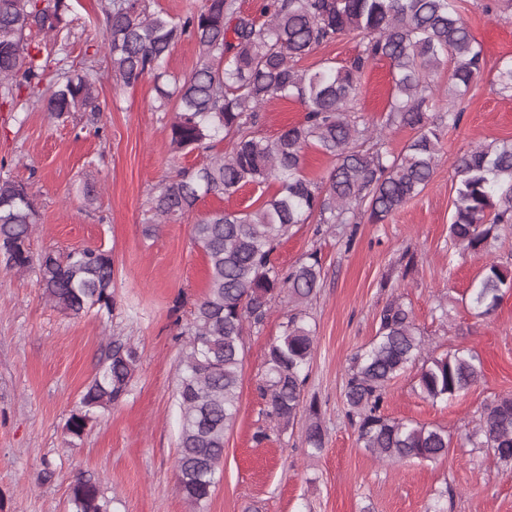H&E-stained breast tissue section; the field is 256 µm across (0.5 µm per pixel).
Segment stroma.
Instances as JSON below:
<instances>
[{"label":"stroma","mask_w":512,"mask_h":512,"mask_svg":"<svg viewBox=\"0 0 512 512\" xmlns=\"http://www.w3.org/2000/svg\"><path fill=\"white\" fill-rule=\"evenodd\" d=\"M68 51L75 66L93 67L100 118L78 112L66 122L30 101L0 112V169L31 183L37 219L33 254L60 255L83 247L110 250L114 262L112 315L74 316L53 307L35 270H0V512H71L77 476L98 480L109 512H431L453 488L447 512H512V474L464 435L486 403L512 394V291L496 311L478 317L466 306L487 259L460 255L449 237L457 158L477 143L512 140V97L493 83L512 60V7L498 0H458L479 42L485 69L463 97L448 93L449 71L432 73L440 93L434 115L462 112L444 127L433 177L383 223L300 224L281 240L274 260L289 270L309 253L321 265L317 295L305 304L281 297L264 325L245 329L240 406L225 435L224 462L209 498L189 506L177 488L179 435L176 396L179 333L206 287L202 252L191 241L192 218L147 233L153 186L206 154L183 155L170 143L172 112L156 111L151 79L116 90L104 58L107 0H67ZM359 49L351 33L322 44L299 61L316 70L343 64ZM387 62L366 71L354 108L379 122L391 94ZM98 192L87 204L85 188ZM412 271H405L406 261ZM411 307L425 353L475 350L481 381L455 399L432 404L416 389V372L392 380L383 411L391 418L442 427L453 436L447 459L390 465L357 441L346 418L344 388L350 357L369 343L381 307L393 297ZM315 330L304 401L316 404L325 446L305 442L314 417L301 411L290 426L266 415L260 385L270 344L292 314ZM132 344L140 368L130 394L97 414L82 438L66 424L113 339ZM268 440L256 442L258 431Z\"/></svg>","instance_id":"1"}]
</instances>
